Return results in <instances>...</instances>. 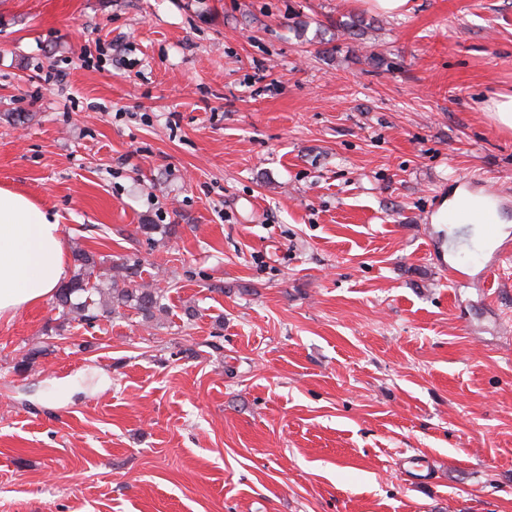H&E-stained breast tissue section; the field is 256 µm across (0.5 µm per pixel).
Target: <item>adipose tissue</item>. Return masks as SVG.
I'll use <instances>...</instances> for the list:
<instances>
[{
    "label": "adipose tissue",
    "mask_w": 512,
    "mask_h": 512,
    "mask_svg": "<svg viewBox=\"0 0 512 512\" xmlns=\"http://www.w3.org/2000/svg\"><path fill=\"white\" fill-rule=\"evenodd\" d=\"M69 274L56 216L0 187V321L52 296Z\"/></svg>",
    "instance_id": "ef3b65f1"
}]
</instances>
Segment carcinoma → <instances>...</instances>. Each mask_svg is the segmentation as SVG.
<instances>
[{
    "label": "carcinoma",
    "instance_id": "cac0c4a2",
    "mask_svg": "<svg viewBox=\"0 0 512 512\" xmlns=\"http://www.w3.org/2000/svg\"><path fill=\"white\" fill-rule=\"evenodd\" d=\"M351 38L363 35L362 16L342 15L331 22ZM75 272L57 289L53 309L59 320L93 325L126 309L148 322L163 310V289L142 278L139 261L112 259L79 249L73 253Z\"/></svg>",
    "mask_w": 512,
    "mask_h": 512
}]
</instances>
